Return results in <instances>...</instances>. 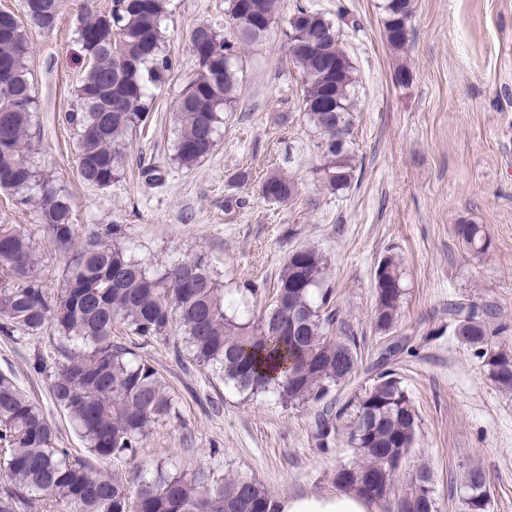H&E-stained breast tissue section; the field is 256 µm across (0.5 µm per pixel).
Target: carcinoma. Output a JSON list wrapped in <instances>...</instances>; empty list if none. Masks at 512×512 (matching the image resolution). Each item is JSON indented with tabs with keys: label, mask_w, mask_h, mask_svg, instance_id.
<instances>
[{
	"label": "carcinoma",
	"mask_w": 512,
	"mask_h": 512,
	"mask_svg": "<svg viewBox=\"0 0 512 512\" xmlns=\"http://www.w3.org/2000/svg\"><path fill=\"white\" fill-rule=\"evenodd\" d=\"M28 23L0 12V189L17 203L34 205L38 230L67 256L61 286L43 287L39 241L11 224H0V334L46 338L53 354L36 355L32 369L49 380L85 443L75 455L55 446L52 422L13 379L0 374V512H277L276 495L258 480L208 465L186 472L157 468L133 487L108 467L135 458L159 424L177 407L158 369L131 348L112 340L122 325L144 344L182 335L191 359L224 383L248 395L270 393L284 408L321 406L317 437L327 447L336 390L357 372L356 339L333 335L336 309L328 284V261L313 247L288 254L277 273L272 303L259 314L241 310L239 291L226 288L203 259L184 256L156 267L133 254L120 224H94L77 240L74 199L31 160L39 143L37 98L28 65L26 27L51 31L58 0H21ZM281 0H225L230 31L200 24L187 46H200L198 70L178 97L174 143L179 164L191 167L210 156L221 137L224 109L240 92L238 60L243 47L267 37L278 22ZM384 31L400 50L408 38L411 0H385ZM167 0H112L109 11L90 13L76 24L75 41L84 68L66 122L76 134L80 180L99 189L125 175L128 135L146 125L155 90L173 60L166 52ZM288 53L303 80L304 116L323 134L322 180L333 193L349 189L357 162L352 142L355 67L339 44L334 23L296 6L288 18ZM294 181L271 175L263 197L284 203L296 195ZM454 235L474 254L491 240L480 224H456ZM398 254L373 268L370 321L381 338L395 335L405 295ZM493 312L458 296L448 302L453 335L476 351L484 375L512 393V347L493 342L508 330ZM408 338L387 344L389 363L350 392L340 415L355 411L348 436L358 458L339 467L334 481L345 490L384 502L396 512H437L433 472L421 466L411 490L393 498L394 484L420 419L403 380L392 368ZM462 512H487L485 473L468 469L460 481Z\"/></svg>",
	"instance_id": "carcinoma-1"
}]
</instances>
